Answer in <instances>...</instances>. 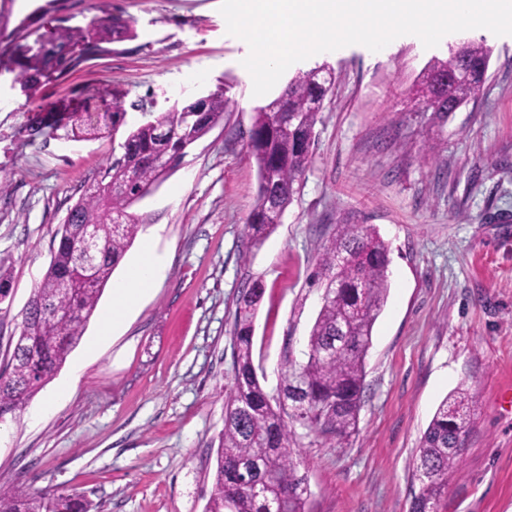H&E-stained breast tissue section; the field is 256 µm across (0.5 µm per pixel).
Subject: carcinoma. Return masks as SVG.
I'll return each mask as SVG.
<instances>
[{
  "label": "carcinoma",
  "mask_w": 512,
  "mask_h": 512,
  "mask_svg": "<svg viewBox=\"0 0 512 512\" xmlns=\"http://www.w3.org/2000/svg\"><path fill=\"white\" fill-rule=\"evenodd\" d=\"M134 37L131 21L119 16L91 22L82 56L103 51L101 43ZM68 32L41 45L25 58L17 80L32 84L52 64L68 61ZM490 50L467 41L448 47V57L423 72L415 101L439 122L460 107L483 82ZM73 65L81 56L69 60ZM318 66L297 73L281 94L256 110L248 153L258 168V191L245 224L247 243L260 245L276 228L270 213L286 211L300 180L312 164L314 128L328 88L319 85ZM228 100L208 95L197 123L185 119L187 106L129 129L118 143L101 179L69 208L67 222L49 267L26 308L20 334L5 370L0 372V419L22 409L56 374L81 341L86 325L112 273L134 241L139 225L129 207L142 200L168 171L156 163L162 154L182 158L186 149L224 119ZM100 124L79 117L67 136L84 140ZM88 227L96 230L98 250L94 283L68 292L63 282L80 266L81 242ZM389 250L367 224H338L322 244L314 281L322 288L321 306L310 329L303 360L286 359L275 392L261 385L253 362V318L264 288L258 281L237 299L234 340L235 381L224 403L213 488L206 512H309L307 475L298 470L294 449L303 435L297 426L326 438L346 440L358 430L364 392L365 361L375 322L389 290ZM474 394L464 385L450 393L426 428L415 460L419 482L410 512H438L471 427ZM91 503L76 492L42 491L22 495L0 488V512H90Z\"/></svg>",
  "instance_id": "carcinoma-1"
}]
</instances>
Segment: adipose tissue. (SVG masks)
<instances>
[{
    "label": "adipose tissue",
    "mask_w": 512,
    "mask_h": 512,
    "mask_svg": "<svg viewBox=\"0 0 512 512\" xmlns=\"http://www.w3.org/2000/svg\"><path fill=\"white\" fill-rule=\"evenodd\" d=\"M161 267L162 260L156 254L153 243L145 242L143 252L127 278L113 286L112 305L104 314L106 329H113L120 324L141 299L154 289Z\"/></svg>",
    "instance_id": "obj_1"
}]
</instances>
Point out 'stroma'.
I'll use <instances>...</instances> for the list:
<instances>
[{
	"label": "stroma",
	"mask_w": 512,
	"mask_h": 512,
	"mask_svg": "<svg viewBox=\"0 0 512 512\" xmlns=\"http://www.w3.org/2000/svg\"><path fill=\"white\" fill-rule=\"evenodd\" d=\"M221 0H10L9 25L28 44L60 30L85 34L105 13L136 35L24 91L0 65V263L10 277L0 311V368L41 282L69 208L112 158L111 130L67 138L72 113L120 105L128 126L174 103L220 91L224 119L129 212L154 238L163 269L152 293L100 336L99 314L53 379L0 421V487L78 492L91 512H205L224 399L234 385L236 301L253 281L264 295L253 361L267 390L298 356L321 305L312 280L338 224L373 226L389 248L390 289L366 358L358 431L309 436L296 451L310 512H409L421 438L458 386L476 395L460 464L440 512H512V41L489 30L464 38L492 49L471 100L440 127L410 89L453 35L424 48L413 35L390 50L361 45L300 61L327 65L334 83L315 125L313 162L275 230L248 249L245 221L258 190L246 150L258 107L226 32Z\"/></svg>",
	"instance_id": "stroma-1"
}]
</instances>
